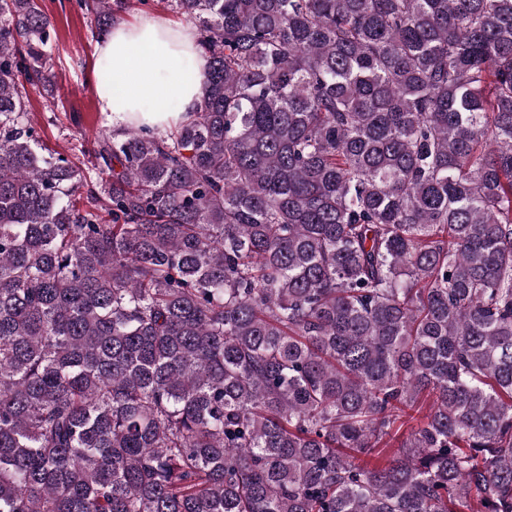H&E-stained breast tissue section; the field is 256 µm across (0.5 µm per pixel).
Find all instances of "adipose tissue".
<instances>
[{"instance_id": "obj_1", "label": "adipose tissue", "mask_w": 512, "mask_h": 512, "mask_svg": "<svg viewBox=\"0 0 512 512\" xmlns=\"http://www.w3.org/2000/svg\"><path fill=\"white\" fill-rule=\"evenodd\" d=\"M97 53L99 66L110 73L109 81L98 84L97 98L113 123H145L163 132L196 110L205 59L195 28L145 15L114 25ZM169 99L177 100V110L165 108Z\"/></svg>"}]
</instances>
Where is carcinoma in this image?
<instances>
[{"instance_id":"1","label":"carcinoma","mask_w":512,"mask_h":512,"mask_svg":"<svg viewBox=\"0 0 512 512\" xmlns=\"http://www.w3.org/2000/svg\"><path fill=\"white\" fill-rule=\"evenodd\" d=\"M157 3L202 99L81 203L0 0V512H512V0Z\"/></svg>"}]
</instances>
